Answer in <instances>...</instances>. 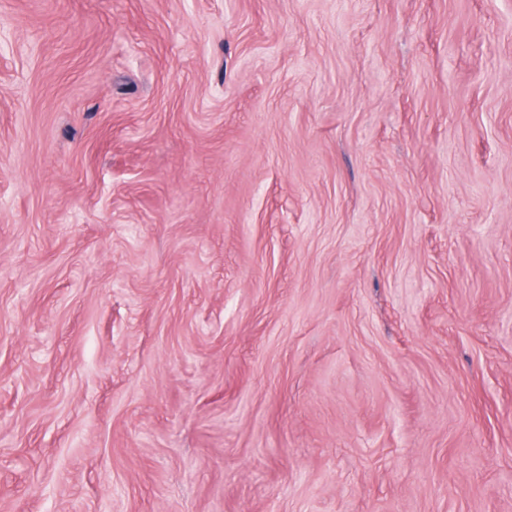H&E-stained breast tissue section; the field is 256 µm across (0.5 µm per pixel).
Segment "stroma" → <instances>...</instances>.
Instances as JSON below:
<instances>
[{
    "mask_svg": "<svg viewBox=\"0 0 512 512\" xmlns=\"http://www.w3.org/2000/svg\"><path fill=\"white\" fill-rule=\"evenodd\" d=\"M0 512H512V0H0Z\"/></svg>",
    "mask_w": 512,
    "mask_h": 512,
    "instance_id": "35a3bbf8",
    "label": "stroma"
}]
</instances>
